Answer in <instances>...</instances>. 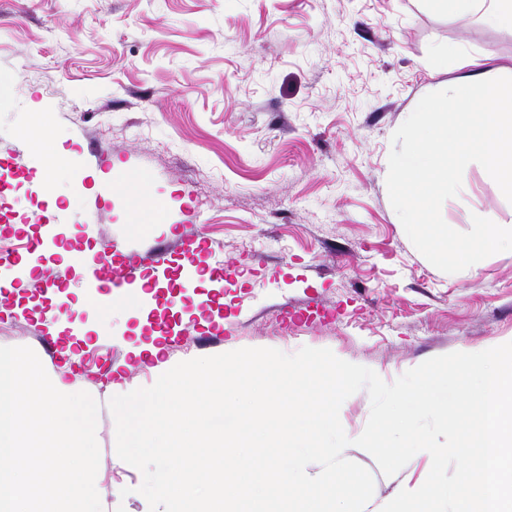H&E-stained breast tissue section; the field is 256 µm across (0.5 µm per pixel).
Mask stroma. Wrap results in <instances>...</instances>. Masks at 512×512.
I'll use <instances>...</instances> for the list:
<instances>
[{"instance_id": "obj_1", "label": "stroma", "mask_w": 512, "mask_h": 512, "mask_svg": "<svg viewBox=\"0 0 512 512\" xmlns=\"http://www.w3.org/2000/svg\"><path fill=\"white\" fill-rule=\"evenodd\" d=\"M480 54L491 77H512V28L428 0H0V246L137 254L161 243L174 267L176 240L201 224L226 272L186 306L159 296L105 326L82 266L47 253L41 271L63 276L65 317L94 342L73 375L107 383L125 340L169 320L181 341L165 361L308 346L387 383L436 356L512 342V252L442 272L407 237L386 185L393 133ZM42 134L83 172L52 210L29 142ZM463 179L466 193L441 208L449 226L468 231L488 210L512 225L480 164ZM43 297L0 290V351L49 362L28 308ZM94 434L88 472L111 485L112 512H150L108 405ZM345 457L375 479L364 512L423 484L432 463L417 454L387 476L367 451Z\"/></svg>"}]
</instances>
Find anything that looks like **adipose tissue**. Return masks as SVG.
Segmentation results:
<instances>
[{"instance_id":"ef3b65f1","label":"adipose tissue","mask_w":512,"mask_h":512,"mask_svg":"<svg viewBox=\"0 0 512 512\" xmlns=\"http://www.w3.org/2000/svg\"><path fill=\"white\" fill-rule=\"evenodd\" d=\"M451 14H480L490 26L512 28V0H431ZM126 378L115 371L105 397L88 396L67 367L53 369L22 356L0 354V512H102L112 489L82 475L74 451L95 447L92 432L102 399H119L125 454H159L166 438L155 422L167 415L176 431L190 425L193 402L223 390L224 375H199L188 397L172 399V381L161 380L153 393L125 391Z\"/></svg>"}]
</instances>
